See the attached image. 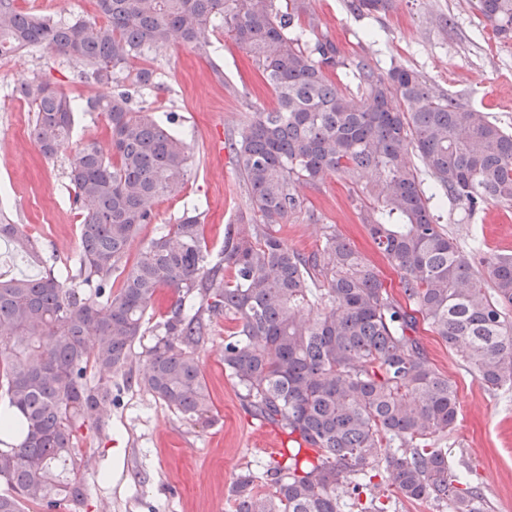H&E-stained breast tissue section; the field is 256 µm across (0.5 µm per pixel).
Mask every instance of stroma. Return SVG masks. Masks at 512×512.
<instances>
[{
  "mask_svg": "<svg viewBox=\"0 0 512 512\" xmlns=\"http://www.w3.org/2000/svg\"><path fill=\"white\" fill-rule=\"evenodd\" d=\"M349 2L311 0L321 34L346 57H363L383 69L412 67L435 91L456 96L512 132V39L498 35L470 0H391L388 12L362 17ZM16 6L62 21L100 17L96 0H16ZM210 38L218 50L208 60L181 45L152 55L160 87L144 94V104L159 115L176 114V128L193 150L194 169L180 196L156 201L154 221L131 241L127 261H134L158 225L175 223L184 204L202 212L214 254L224 243L225 225L248 209L232 155L217 151L215 143L254 112L272 110L276 98L246 50L220 32ZM216 63L223 77L214 75ZM77 73L75 64L44 47L0 57V222L22 225L46 265L57 270L71 266L79 249L81 218L70 200L68 160L77 144L107 142L110 131L103 116L75 112L71 144L45 159L31 135V108L18 89L38 78L83 100L96 87ZM297 193L303 208L281 230L291 249L317 252L328 229H335L378 267L389 290L398 292L397 272L375 249L339 176L298 185ZM439 213L449 235L464 249H477L484 261L512 255V207L487 205L468 212L448 201ZM233 326L231 319H214L210 340L199 353L216 416L213 426L181 420L138 387L121 388L108 408L110 430L84 443L91 488L86 512H235L230 488L239 474L268 461L263 439L270 436L287 447V433L247 412L224 372V338ZM419 338L458 394L456 425L440 441L452 471L477 488L485 512H512V388L488 387L468 371L461 351L449 349L433 332L420 330Z\"/></svg>",
  "mask_w": 512,
  "mask_h": 512,
  "instance_id": "stroma-1",
  "label": "stroma"
}]
</instances>
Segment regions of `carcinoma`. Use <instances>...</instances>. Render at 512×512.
Wrapping results in <instances>:
<instances>
[{"label": "carcinoma", "instance_id": "cac0c4a2", "mask_svg": "<svg viewBox=\"0 0 512 512\" xmlns=\"http://www.w3.org/2000/svg\"><path fill=\"white\" fill-rule=\"evenodd\" d=\"M390 0H351L357 14ZM106 22H53L0 0V56L42 46L80 67L98 93L80 105L47 80L19 88L34 112L32 136L51 159L69 142L74 112L106 118L107 144L87 141L68 167L79 227L78 274L52 268L0 278V400L15 417L0 427V512L61 506L81 512L90 495L84 432L109 429L106 404L127 379L134 346L162 288L174 297L137 385L193 425L212 422L198 351L213 319L235 322L224 339V370L245 409L296 436L283 462L248 471L231 487L236 512H387L384 487L408 501L483 512L474 488L456 486L448 449L455 386L432 365L419 324L461 348L487 386L512 385V256L487 265L488 279L439 224L432 205L467 211L512 206V134L452 95L435 92L402 64L376 71L347 59L318 35L308 0H97ZM512 37V0H473ZM220 30L254 59L276 97L228 139L249 211L224 228L217 256L202 213L185 209L124 272L140 226L162 196H179L192 153L170 118L139 105L155 72L133 67L181 44L206 58ZM355 86L351 90L344 83ZM415 153L420 166L410 161ZM337 174L374 244L399 275L401 298L337 231L316 253L288 247L275 227L302 209L298 183ZM0 239L24 254L34 246L18 224ZM316 449L302 455L301 445ZM267 485L271 492L257 490Z\"/></svg>", "mask_w": 512, "mask_h": 512}]
</instances>
